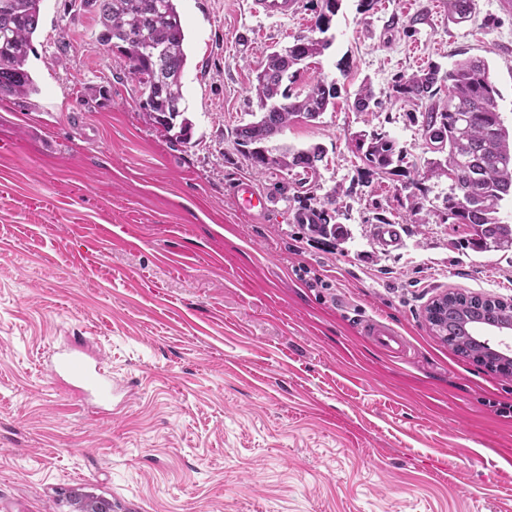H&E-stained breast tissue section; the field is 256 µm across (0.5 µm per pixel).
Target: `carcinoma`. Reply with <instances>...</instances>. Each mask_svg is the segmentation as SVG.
I'll list each match as a JSON object with an SVG mask.
<instances>
[{
    "instance_id": "obj_1",
    "label": "carcinoma",
    "mask_w": 512,
    "mask_h": 512,
    "mask_svg": "<svg viewBox=\"0 0 512 512\" xmlns=\"http://www.w3.org/2000/svg\"><path fill=\"white\" fill-rule=\"evenodd\" d=\"M42 0H0V98H26L39 92L28 67L33 37L39 29ZM315 30L322 37L298 36L293 43L271 52L256 74L253 90L258 103L274 101L288 107L263 113L258 121L239 126L235 145L258 171L315 169L324 158L319 147L286 148L273 151L265 142L282 132L295 119H317L330 100L338 95L336 83L317 81L306 91L292 95L284 82L292 79L303 57H317L331 45L323 37L330 29L341 0H320ZM473 0H448V9L459 23L470 18ZM95 11L100 33L98 42L111 47L140 88L141 106L152 123L159 126L174 145L185 146L193 136L192 121L182 92V75L188 63L186 35L176 0H83ZM166 67V81L157 78L159 65ZM440 67L430 66L420 73L400 74L393 79L389 97L421 102L433 98V86ZM448 103L443 108L431 104L421 113L422 126L433 152L442 158L429 162L426 178L446 177L451 181L446 209L456 224L474 230L471 244L478 250L491 246L512 248V224L499 217L501 203L512 197V136L502 126L498 112V92L482 59H467L445 74ZM384 101L364 84L355 94L352 108L368 112ZM356 147L366 168L390 172L404 162L395 140L385 134L365 133L356 138ZM336 204L330 195L317 211L318 222L307 225L309 232L338 239L342 227L330 223L328 207ZM476 323L512 325V306L491 297L454 293L448 307L437 316L435 305L427 308V321L440 339L454 352L475 358L486 352L460 325L462 315ZM75 512H108L110 503L78 490L70 495Z\"/></svg>"
}]
</instances>
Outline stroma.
I'll return each instance as SVG.
<instances>
[{"mask_svg":"<svg viewBox=\"0 0 512 512\" xmlns=\"http://www.w3.org/2000/svg\"><path fill=\"white\" fill-rule=\"evenodd\" d=\"M194 124L174 150L98 42L93 13L42 0L29 67L40 88L0 99V512H72L70 490L115 512H512V377L462 357L426 320L439 295L512 300V250L476 251L446 218V178L372 174L360 132L426 170L434 154L388 102L392 78L487 61L512 131V7L474 0H342L330 47L291 93L336 82L334 105L271 147L320 146L316 171L260 174L234 145L258 103L254 69L310 34L248 0H177ZM388 102L356 112L363 82ZM272 200L257 221L232 183ZM335 195L347 232L313 239L295 216ZM402 227L380 245L378 218ZM407 341L377 348L360 318ZM101 359L112 400L53 378L48 355Z\"/></svg>","mask_w":512,"mask_h":512,"instance_id":"35a3bbf8","label":"stroma"}]
</instances>
